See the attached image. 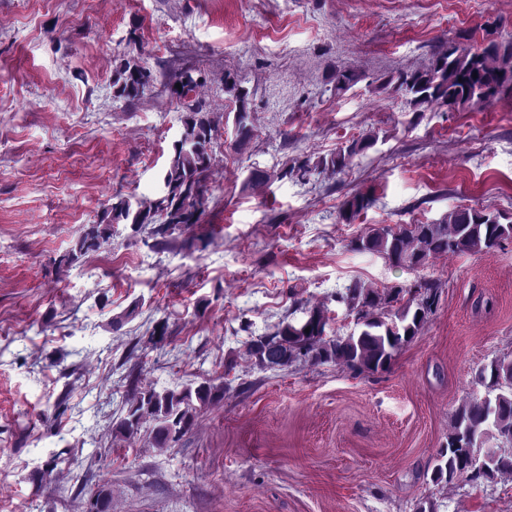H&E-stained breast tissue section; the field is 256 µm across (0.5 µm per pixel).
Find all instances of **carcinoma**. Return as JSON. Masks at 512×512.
I'll use <instances>...</instances> for the list:
<instances>
[{"mask_svg": "<svg viewBox=\"0 0 512 512\" xmlns=\"http://www.w3.org/2000/svg\"><path fill=\"white\" fill-rule=\"evenodd\" d=\"M360 80L361 75L356 71L338 69L330 80L331 92L341 96ZM152 81L150 70L128 60L115 70L113 96L132 102L143 95ZM180 84L177 95L186 109L183 130L162 174L161 191L154 199L135 205L116 195L117 201L103 210L98 223L84 227L74 248L60 263L70 265L98 250L112 239V227L116 224H130L136 229L148 226L151 235L166 239L186 225L199 223L209 203L207 183L215 159L217 123L213 113L203 111L202 104L190 100L189 94L202 86V80L184 71ZM382 87L400 96L405 107L413 112L433 105L480 108L487 100L512 89V51L490 52L478 46L444 42L438 45L427 65L399 70ZM224 91L235 105V141L243 151L256 130L249 93L229 74L224 76ZM373 143V138L361 136L328 157H296L276 173L256 170L250 180L258 185L285 178L305 183L315 174H344L354 158ZM370 203L369 197L359 193L347 199L343 209L351 218ZM503 219L502 214L456 209L438 223L375 226L356 239L354 246L415 270L440 255L488 253L497 249L503 242L512 240V220L505 223ZM439 297V285L426 279L417 281L406 296L400 287L378 290L355 282L336 293V302L344 304L348 314L361 318L358 334L325 340L329 318L322 308L314 306L306 309L302 321L283 320L273 332L251 340L247 353L263 369L287 367L297 361H339L361 372L385 370L402 346L427 322ZM477 383L485 386L486 394L464 402L456 411L446 449L440 453L439 463L433 470L436 482L463 479L478 483L512 472L511 453L500 447L482 450L489 439L502 442L512 438V360H493L481 369ZM222 398L224 384L210 380L193 389L181 390H158L146 384L137 389L133 400L125 402V415L112 425V440L132 441L148 424L151 446L172 448L179 441L173 434L178 432L183 437L192 432L203 410ZM464 448H473L481 454L480 463L469 465L467 455L462 453Z\"/></svg>", "mask_w": 512, "mask_h": 512, "instance_id": "1", "label": "carcinoma"}]
</instances>
